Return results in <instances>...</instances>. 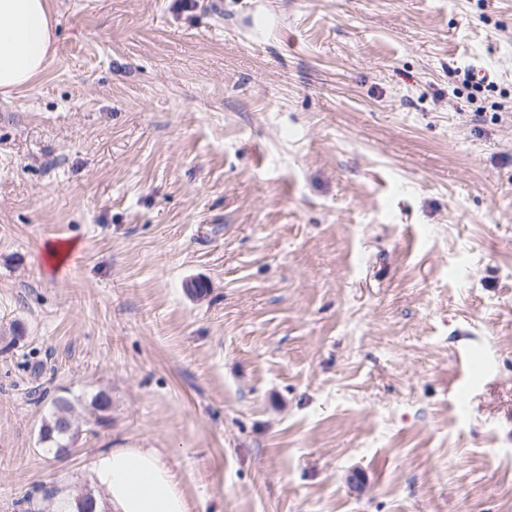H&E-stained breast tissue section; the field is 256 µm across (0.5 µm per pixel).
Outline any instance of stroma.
<instances>
[{
  "instance_id": "obj_1",
  "label": "stroma",
  "mask_w": 512,
  "mask_h": 512,
  "mask_svg": "<svg viewBox=\"0 0 512 512\" xmlns=\"http://www.w3.org/2000/svg\"><path fill=\"white\" fill-rule=\"evenodd\" d=\"M54 8L0 97V512L110 448L196 512H512V0ZM38 383L110 421L46 453Z\"/></svg>"
}]
</instances>
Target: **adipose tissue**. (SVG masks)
<instances>
[{"mask_svg":"<svg viewBox=\"0 0 512 512\" xmlns=\"http://www.w3.org/2000/svg\"><path fill=\"white\" fill-rule=\"evenodd\" d=\"M50 0H0V93L43 72L54 42ZM91 481L103 489L92 512H194L176 474L155 448H114L96 457Z\"/></svg>","mask_w":512,"mask_h":512,"instance_id":"ef3b65f1","label":"adipose tissue"}]
</instances>
